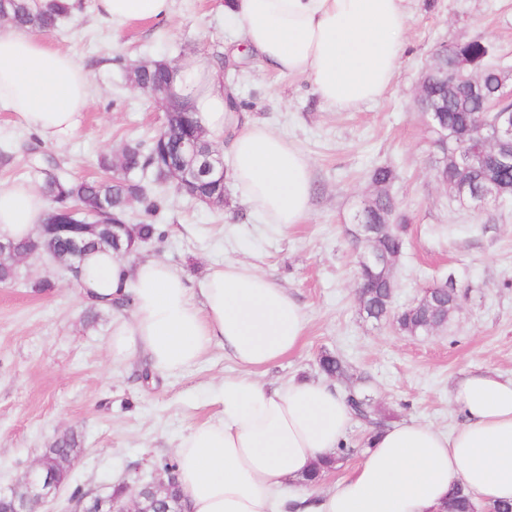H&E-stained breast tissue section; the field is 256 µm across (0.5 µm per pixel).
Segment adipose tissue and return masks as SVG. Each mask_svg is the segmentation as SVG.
Segmentation results:
<instances>
[{
  "instance_id": "adipose-tissue-1",
  "label": "adipose tissue",
  "mask_w": 512,
  "mask_h": 512,
  "mask_svg": "<svg viewBox=\"0 0 512 512\" xmlns=\"http://www.w3.org/2000/svg\"><path fill=\"white\" fill-rule=\"evenodd\" d=\"M173 0H96L113 30L167 19ZM407 0H224L251 49L277 73L308 76L323 103L355 109L380 99L405 46ZM177 92L202 125L222 137L224 87L208 59L182 69ZM90 78L73 57L17 27H0V109L44 142L61 146L79 131ZM231 178L267 223L288 227L309 214V159L258 122L231 145ZM48 204L28 182L0 188V239L33 237ZM86 303L110 308L131 295V313L112 321V357L144 354L151 370L174 376L209 349L245 369L219 388L220 412L191 425L178 441V481L189 512H442L459 483L484 503L512 500V376L466 374L451 400L464 417L442 431L411 419L369 435L352 472L296 496L289 481L335 454L354 417L326 379L266 388L247 373L298 348L306 315L265 275L240 261L209 268L201 290L167 262L135 263L91 250L80 263Z\"/></svg>"
}]
</instances>
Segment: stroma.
Returning <instances> with one entry per match:
<instances>
[{"label":"stroma","instance_id":"stroma-1","mask_svg":"<svg viewBox=\"0 0 512 512\" xmlns=\"http://www.w3.org/2000/svg\"><path fill=\"white\" fill-rule=\"evenodd\" d=\"M222 0H173L167 21L112 31L95 0L43 34L89 74L91 94L80 133L67 145L41 142L0 110V187L34 181V151L54 155L79 178L97 176L99 154L131 139H149L165 113L129 74L135 65L165 58L181 67L206 57L240 62L224 86L242 100V122H260L294 143L311 161L308 217L283 228L266 223L227 187L228 204L211 208L166 187L157 224L161 238L142 256L158 258L200 288L206 270L230 260L248 262L303 307L300 346L261 370L275 387L301 377L321 378L318 359L331 352L351 367L350 386L367 395L385 424L418 419L452 428L462 416L451 389L464 373L490 368L512 375V201L460 206L435 177L434 136L415 107L420 78L439 45L463 34L491 40L512 86V0H408L401 65L376 102L339 111L322 104L304 76L271 72L243 46ZM392 166L390 192L408 216L407 244L396 261L395 302L419 299L425 288L451 280L459 308L448 325L427 336L400 332L359 309L352 217L374 188L370 172ZM52 286L39 290L37 282ZM90 306L70 272L42 255L19 263V275L0 284V485L17 483L60 436L74 432L82 453L71 485L108 494L120 483L149 481L175 457L179 436L213 415L215 390L243 370L211 348L181 374L143 386V357L112 358V318Z\"/></svg>","mask_w":512,"mask_h":512}]
</instances>
